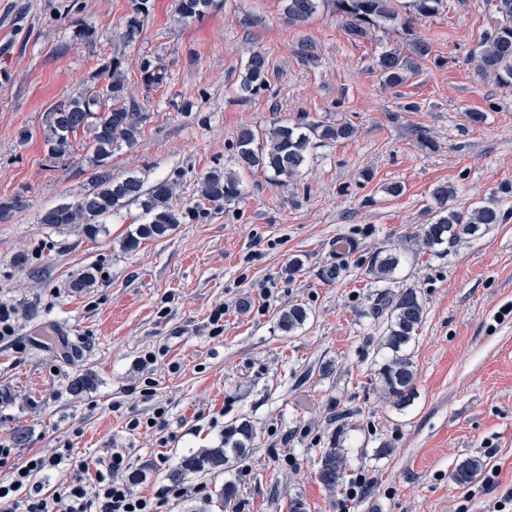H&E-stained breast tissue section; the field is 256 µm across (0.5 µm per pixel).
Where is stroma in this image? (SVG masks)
<instances>
[{"instance_id":"stroma-1","label":"stroma","mask_w":512,"mask_h":512,"mask_svg":"<svg viewBox=\"0 0 512 512\" xmlns=\"http://www.w3.org/2000/svg\"><path fill=\"white\" fill-rule=\"evenodd\" d=\"M151 4L141 37L125 44L117 34L130 0H0V199L25 200L0 223V298L39 309L38 318H18L16 345L0 346V442L13 448L0 481L35 454L80 461L118 451L121 480L156 499L169 468L220 446L226 425L247 420L252 455L228 471L188 474L185 484L205 486V495L165 499L163 512H221L217 494L228 481L238 489L233 512H290L296 499L306 512H336V496L316 477L319 451L331 444L344 448L348 478L370 482L350 512H486L480 481L459 485L451 473L477 457L498 468L500 490L512 488V86L473 59L496 29L493 0H445L438 15L386 23L365 40L329 9L289 23L283 0H217L186 25L174 20L176 0ZM84 22L94 41L75 39ZM419 38L429 58L415 77L387 86L379 54ZM256 49L269 55L270 88L244 101L237 78ZM115 56L151 120L136 147L114 153L112 173L151 185L182 171L179 209L198 204V174L230 165L240 126L303 115L351 123L357 134L316 144L285 187L262 170L242 172L238 203L207 208L133 251L122 248L142 221L133 205L92 240L38 223L41 211L92 185L87 134L74 138L70 159L48 161V114L97 87L99 68ZM146 57L167 68L154 89L141 81ZM421 132L430 147L420 146ZM446 182L457 188L454 206L494 197L505 220L451 248L403 251L396 284L419 289L426 314L411 346L416 397L399 410L375 381L385 323L369 306L382 286L365 270L374 252L398 247L425 222L432 189ZM391 183L403 194H387ZM343 236L356 252L347 278L330 284L319 272ZM20 253L27 266L16 265ZM294 258L302 267L292 272ZM91 264L98 287L71 291L72 276ZM295 304L309 318L287 335L278 315ZM79 376L92 383L76 396ZM160 406L164 425L147 427ZM385 444L390 454L378 455Z\"/></svg>"}]
</instances>
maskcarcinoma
Masks as SVG:
<instances>
[{"label": "carcinoma", "instance_id": "1", "mask_svg": "<svg viewBox=\"0 0 512 512\" xmlns=\"http://www.w3.org/2000/svg\"><path fill=\"white\" fill-rule=\"evenodd\" d=\"M284 13L291 24H302L325 6L332 7L340 17L346 33L353 38L372 37L375 29L387 21L398 19L392 0H284ZM444 0H407L406 18L409 24L416 19L437 15ZM215 5V0H177L176 14L182 22L203 16ZM501 23L494 34L481 44L476 56L478 66L493 72L504 81H512V0H495ZM150 12V0H131V10L126 15L119 38L130 44L140 37L145 18ZM431 46L424 40L413 42L405 51L399 49L382 52L377 67L383 82L399 86L417 74L419 61L427 59ZM270 61L266 52L256 50L247 59L240 74L238 90L248 99L267 90ZM142 83L147 88L164 83L167 69L159 61L143 59L140 63ZM99 90L79 92L58 104L49 112L44 133L47 159L57 162L72 156V137L79 132L88 134L90 154L86 160L94 169L92 187L80 194L75 201L46 209L37 223L54 227L78 224L83 232L96 236L102 224L97 218H107L121 209L135 205L143 221L127 233L123 247L133 250L141 241L159 239L170 235L177 225L184 223L190 211H180L173 204L182 174L177 172L145 187L143 177L133 173L123 178L112 177V154L124 147L132 148L140 139L150 119L135 100L128 96L126 80L119 57L103 64ZM112 101L103 108L101 98ZM356 129L349 123H312L300 116L293 123L275 125L265 132L242 126L233 144V167L210 170L197 178V193L201 200L222 209L239 201L242 195L240 172L261 169L271 179L286 184L298 179L307 164L313 141L336 143L355 137ZM457 196L454 185L440 183L431 192L432 204L427 208L426 222L405 236V241L420 250L431 251L443 244L454 246L468 236H473L494 224L504 221L499 201L491 198L471 208H455L448 201ZM24 208V200L16 196L0 201V223L8 221L12 213ZM355 252V243L348 244L344 253H336V261L321 271L322 279L334 284L344 279L349 271V256ZM400 264V253L390 249L375 252L369 261L366 274L378 282L394 280ZM98 286L97 270L89 266L77 274L69 284L75 292ZM372 313L387 314V326L379 341V348L388 351L375 370L376 381L393 406L402 410L409 407L416 396L417 366L410 345L425 317V302L420 291L406 287L386 289L376 294ZM308 320V311L302 305H293L279 315L282 332L293 333ZM253 429L242 421L224 429V444L217 448H202L184 458L167 474L172 483L181 481L189 473H205L246 458L252 451ZM316 476L329 491L343 483L347 469L344 451L336 446L323 448L317 460ZM479 458H469L456 466L451 478L460 485L473 482L483 471Z\"/></svg>", "mask_w": 512, "mask_h": 512}]
</instances>
